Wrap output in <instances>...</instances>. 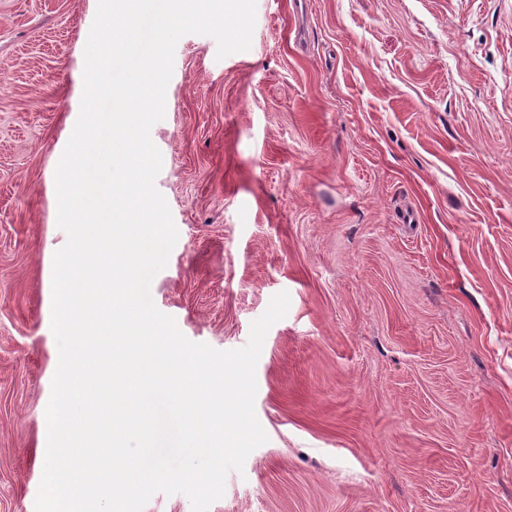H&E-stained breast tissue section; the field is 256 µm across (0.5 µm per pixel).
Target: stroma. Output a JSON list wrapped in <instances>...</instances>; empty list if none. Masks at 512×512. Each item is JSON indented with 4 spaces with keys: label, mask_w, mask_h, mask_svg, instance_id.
I'll list each match as a JSON object with an SVG mask.
<instances>
[{
    "label": "stroma",
    "mask_w": 512,
    "mask_h": 512,
    "mask_svg": "<svg viewBox=\"0 0 512 512\" xmlns=\"http://www.w3.org/2000/svg\"><path fill=\"white\" fill-rule=\"evenodd\" d=\"M97 0H0V512H35L58 364L55 172ZM188 34L150 135V293L256 366L268 440L209 512H512V0H257Z\"/></svg>",
    "instance_id": "stroma-1"
}]
</instances>
